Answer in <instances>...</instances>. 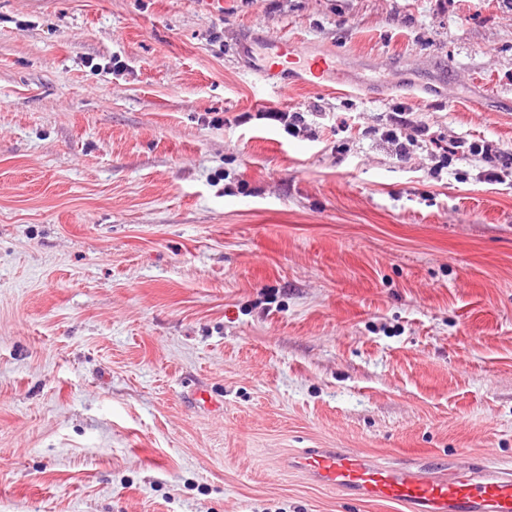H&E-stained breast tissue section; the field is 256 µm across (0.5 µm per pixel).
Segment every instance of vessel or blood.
<instances>
[{
  "instance_id": "b4317fda",
  "label": "vessel or blood",
  "mask_w": 512,
  "mask_h": 512,
  "mask_svg": "<svg viewBox=\"0 0 512 512\" xmlns=\"http://www.w3.org/2000/svg\"><path fill=\"white\" fill-rule=\"evenodd\" d=\"M300 63L301 76L318 79L332 62L303 59L294 42L279 46L277 60L263 65L266 87L282 89L283 60ZM292 468L337 495L356 501H383L408 512H512V468L493 464L457 466L442 457L417 464H382L347 448H306Z\"/></svg>"
}]
</instances>
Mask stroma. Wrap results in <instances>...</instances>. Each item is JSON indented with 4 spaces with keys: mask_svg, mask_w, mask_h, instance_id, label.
Returning <instances> with one entry per match:
<instances>
[{
    "mask_svg": "<svg viewBox=\"0 0 512 512\" xmlns=\"http://www.w3.org/2000/svg\"><path fill=\"white\" fill-rule=\"evenodd\" d=\"M282 37L335 68L271 93ZM459 140L512 149V0H0V512H401L304 448L512 466V175ZM405 113L393 112L388 119L389 123H386L381 133L383 139L394 147L395 156L398 159L404 158L410 152V147L418 142L415 136L404 133L406 127L410 125Z\"/></svg>",
    "mask_w": 512,
    "mask_h": 512,
    "instance_id": "obj_1",
    "label": "stroma"
}]
</instances>
